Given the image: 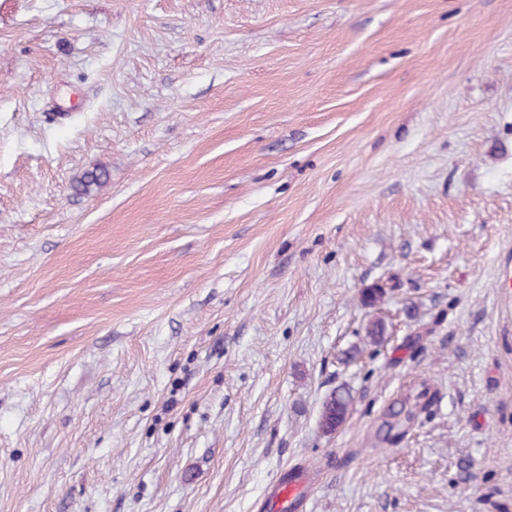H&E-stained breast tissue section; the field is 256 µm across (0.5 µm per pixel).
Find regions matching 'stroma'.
I'll return each mask as SVG.
<instances>
[{"mask_svg":"<svg viewBox=\"0 0 512 512\" xmlns=\"http://www.w3.org/2000/svg\"><path fill=\"white\" fill-rule=\"evenodd\" d=\"M509 254L512 0H0V512H512ZM350 404V394L342 389H334L325 397L320 412V427L324 433H334L346 421ZM304 478H298L295 476H288V474L277 483L271 494L270 506L272 510H281L291 505L301 506L302 496L299 493L302 485L304 484Z\"/></svg>","mask_w":512,"mask_h":512,"instance_id":"obj_1","label":"stroma"}]
</instances>
